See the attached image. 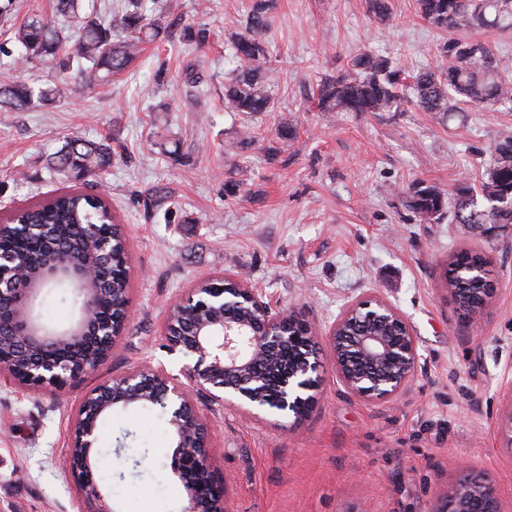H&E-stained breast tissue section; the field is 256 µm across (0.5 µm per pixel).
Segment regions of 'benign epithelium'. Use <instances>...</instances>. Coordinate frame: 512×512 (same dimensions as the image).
Returning a JSON list of instances; mask_svg holds the SVG:
<instances>
[{"label":"benign epithelium","instance_id":"benign-epithelium-1","mask_svg":"<svg viewBox=\"0 0 512 512\" xmlns=\"http://www.w3.org/2000/svg\"><path fill=\"white\" fill-rule=\"evenodd\" d=\"M106 245L87 256L83 267L61 265L39 282L24 283V257L0 254V358L11 376L34 390H52L84 378L111 354L128 317V299L109 321L94 310L104 289L93 287ZM239 288L226 296L220 288H193L172 302L164 321L170 350L191 360L186 381L161 369H139L84 395L72 426L69 469L81 489L80 512H116L92 479L101 420L115 408L152 405L167 416L175 445L173 473L186 492L183 512H226L209 455L208 421L193 394L211 404L233 406L253 417L262 413L306 416L321 383V346L331 354L336 380L351 397L367 402L398 401L415 381L420 354L401 313L380 296L347 304L336 321L316 333L296 314L275 312L242 277L226 273ZM73 285L79 301L76 322L66 329L44 325L35 314L43 284ZM491 289H480L481 302L467 311L468 322L481 324ZM497 433L512 451V387L504 388ZM432 512H501L497 489L483 474L464 473Z\"/></svg>","mask_w":512,"mask_h":512}]
</instances>
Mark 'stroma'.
<instances>
[{"mask_svg":"<svg viewBox=\"0 0 512 512\" xmlns=\"http://www.w3.org/2000/svg\"><path fill=\"white\" fill-rule=\"evenodd\" d=\"M4 3L0 76L54 83L56 62L22 70L12 53L16 27L34 13L53 18L52 0ZM180 3V24L95 92L71 77L53 104L0 111V219L65 191L45 158L70 138L108 140L112 164L86 190L106 195L131 266L129 318L103 365L52 392L0 370V512H79L68 458L81 399L137 368L182 377L185 360L163 335L166 308L227 272L320 332L351 301L381 296L420 353L416 382L394 404L344 394L324 349L317 402L300 422L202 405L227 512H432L466 465L492 479L501 512H512V454L497 436L512 383V231L489 241L461 224L423 222L408 206L414 184L450 193L478 176L500 134L512 132V109L317 111L309 101L317 80L356 53L410 72L438 64L447 34L417 15L414 0H392L385 24L365 0H276L264 65L276 108L228 112L229 35L249 0ZM187 27L203 32L198 44L184 45ZM191 65L204 74L200 86L186 81ZM284 124L296 131L285 143L276 135ZM160 188L175 206L168 219L153 206ZM472 251L486 255L494 288L477 328L446 281L449 260ZM37 310L54 326L78 314L73 290L62 288L44 289ZM99 433L93 478L115 512H182L159 410L114 409Z\"/></svg>","mask_w":512,"mask_h":512,"instance_id":"stroma-1","label":"stroma"}]
</instances>
